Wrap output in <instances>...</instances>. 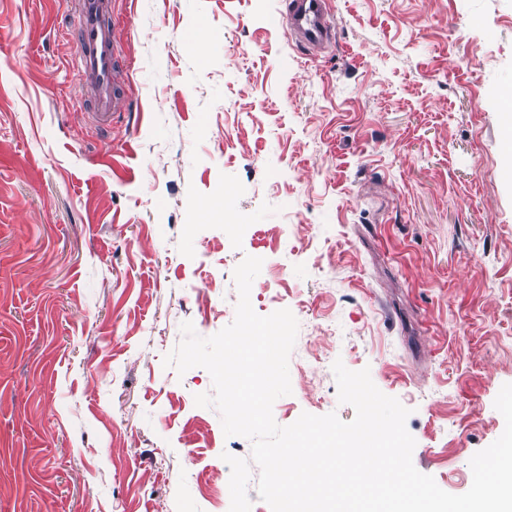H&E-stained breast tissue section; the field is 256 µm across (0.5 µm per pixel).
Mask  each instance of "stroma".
I'll return each instance as SVG.
<instances>
[{"mask_svg":"<svg viewBox=\"0 0 512 512\" xmlns=\"http://www.w3.org/2000/svg\"><path fill=\"white\" fill-rule=\"evenodd\" d=\"M63 8L0 0V512H271L208 371L163 364L234 320L248 255L299 323L276 422L352 421L332 365L369 369L465 493L512 383V0H331L318 58L282 0H112L106 131Z\"/></svg>","mask_w":512,"mask_h":512,"instance_id":"35a3bbf8","label":"stroma"}]
</instances>
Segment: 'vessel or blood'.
I'll return each instance as SVG.
<instances>
[{
  "label": "vessel or blood",
  "instance_id": "vessel-or-blood-1",
  "mask_svg": "<svg viewBox=\"0 0 512 512\" xmlns=\"http://www.w3.org/2000/svg\"><path fill=\"white\" fill-rule=\"evenodd\" d=\"M78 72L93 95L92 119L106 129L123 109L121 47L113 34L112 0H72ZM328 0H286L288 29L301 46L327 49L331 40Z\"/></svg>",
  "mask_w": 512,
  "mask_h": 512
}]
</instances>
